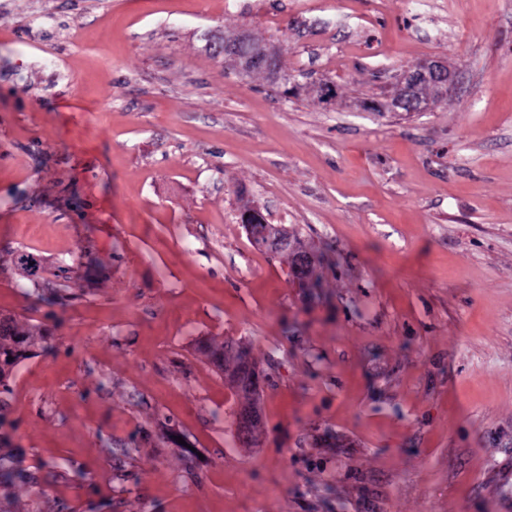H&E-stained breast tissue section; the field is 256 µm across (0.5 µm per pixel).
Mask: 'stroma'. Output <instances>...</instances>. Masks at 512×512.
I'll list each match as a JSON object with an SVG mask.
<instances>
[{"label": "stroma", "instance_id": "1", "mask_svg": "<svg viewBox=\"0 0 512 512\" xmlns=\"http://www.w3.org/2000/svg\"><path fill=\"white\" fill-rule=\"evenodd\" d=\"M437 2L0 0V312L57 336L9 418L68 512H512V0ZM241 28L307 94L205 51ZM425 58L462 90L363 110ZM248 202L335 249L324 299L250 243ZM22 253L82 298L36 301ZM200 336L260 358L259 446ZM157 416L201 460L144 448L121 480Z\"/></svg>", "mask_w": 512, "mask_h": 512}]
</instances>
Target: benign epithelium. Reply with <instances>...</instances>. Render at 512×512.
Returning a JSON list of instances; mask_svg holds the SVG:
<instances>
[{
    "label": "benign epithelium",
    "instance_id": "1",
    "mask_svg": "<svg viewBox=\"0 0 512 512\" xmlns=\"http://www.w3.org/2000/svg\"><path fill=\"white\" fill-rule=\"evenodd\" d=\"M252 34L247 30L224 35L222 39H207L205 50L216 57L232 58L236 63L237 74L246 77L258 68L265 71L273 85H283L292 81L276 65V57L282 46L270 45L265 55H256L252 50ZM393 95L377 106L381 112H428L433 103L448 95L457 93L459 83L457 73L448 68V63L440 59H425L403 67L393 75ZM239 223L245 227L253 244L260 250L270 253L283 247L294 249V244L276 234L277 226L271 224L258 205L239 212Z\"/></svg>",
    "mask_w": 512,
    "mask_h": 512
}]
</instances>
